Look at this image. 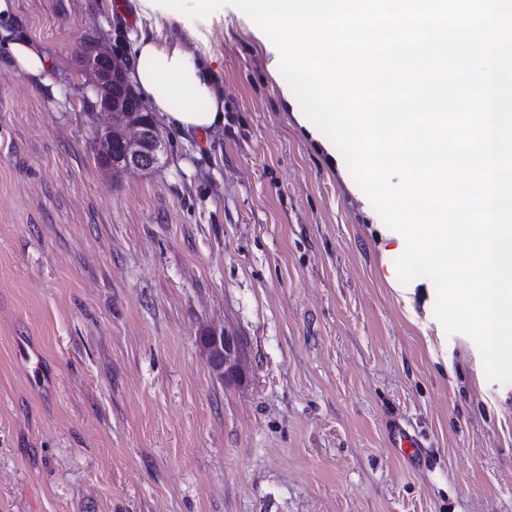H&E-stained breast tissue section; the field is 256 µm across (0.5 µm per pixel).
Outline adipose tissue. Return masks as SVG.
<instances>
[{
	"label": "adipose tissue",
	"instance_id": "obj_1",
	"mask_svg": "<svg viewBox=\"0 0 512 512\" xmlns=\"http://www.w3.org/2000/svg\"><path fill=\"white\" fill-rule=\"evenodd\" d=\"M12 10V0H0V50L18 72L60 97L64 87L44 47L13 37ZM133 55L128 81L168 127L187 135L223 128L224 99L208 58L197 47L143 34Z\"/></svg>",
	"mask_w": 512,
	"mask_h": 512
}]
</instances>
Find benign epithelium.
I'll return each mask as SVG.
<instances>
[{
	"label": "benign epithelium",
	"instance_id": "1",
	"mask_svg": "<svg viewBox=\"0 0 512 512\" xmlns=\"http://www.w3.org/2000/svg\"><path fill=\"white\" fill-rule=\"evenodd\" d=\"M91 81L96 90V100L83 99L82 104L88 112H106L112 118L99 136L98 157L101 166L110 170L119 164L122 169L148 170L160 161L163 143L155 128L142 119L145 108L133 111L130 107L133 89L127 80V72L121 62L107 57L106 65L99 58L90 57L85 62ZM122 144L119 159L112 158V139ZM199 344L206 355L213 375L221 380H233L239 377L240 342L238 337L225 331H206L199 336Z\"/></svg>",
	"mask_w": 512,
	"mask_h": 512
}]
</instances>
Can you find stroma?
I'll use <instances>...</instances> for the list:
<instances>
[{"mask_svg": "<svg viewBox=\"0 0 512 512\" xmlns=\"http://www.w3.org/2000/svg\"><path fill=\"white\" fill-rule=\"evenodd\" d=\"M117 0H14L64 75L0 57V512H512V384L446 335L405 242L301 126L280 54L227 6L161 32L211 58L224 126L97 161L83 61L131 59ZM241 342L216 379L198 338ZM424 439L422 467L389 435Z\"/></svg>", "mask_w": 512, "mask_h": 512, "instance_id": "stroma-1", "label": "stroma"}]
</instances>
